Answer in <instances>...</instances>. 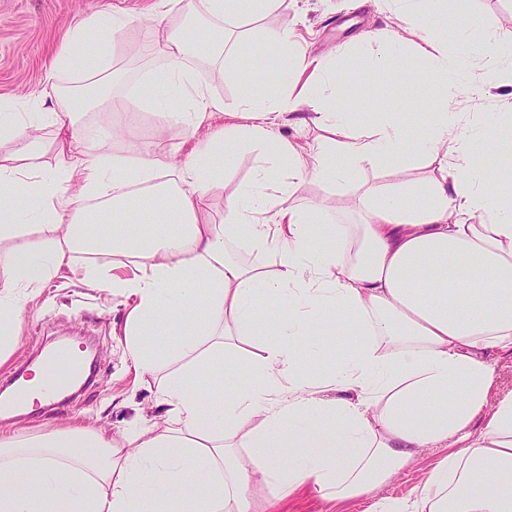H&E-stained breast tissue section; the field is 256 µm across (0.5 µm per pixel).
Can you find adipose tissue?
I'll return each mask as SVG.
<instances>
[{
    "label": "adipose tissue",
    "mask_w": 512,
    "mask_h": 512,
    "mask_svg": "<svg viewBox=\"0 0 512 512\" xmlns=\"http://www.w3.org/2000/svg\"><path fill=\"white\" fill-rule=\"evenodd\" d=\"M391 5L414 24L311 57L293 28L253 37L251 24L280 0H155L152 51L165 67L137 100L194 138L181 158L145 140L112 94L99 108L120 138L88 146L79 100L59 84L64 72L105 83L77 48L123 34L131 20L121 12L76 23L38 98H0V314L20 327L43 284L67 271L133 298L125 334L137 372L184 361L161 374L153 425L0 438V512H256L257 485L274 501L309 489L339 502L370 495L423 448L449 454L414 495L373 498L367 512H512V393L491 399L488 361L512 357V194L487 179L512 168V151L496 121L463 125L457 99L414 132L390 112L359 123L339 104L344 56L442 84L479 57L472 91L482 94L512 86V47L469 18L455 40L441 36L447 0ZM228 23L239 29L234 53L260 70L225 66ZM202 43L207 65L237 85L236 111L198 79ZM284 124L320 134L302 143L280 134ZM244 152L253 166L238 181ZM383 167L390 183L364 181ZM415 168L428 178L408 182ZM230 180L225 221L212 223L205 200ZM307 182L337 190L335 205L292 204ZM350 184L355 192L341 194ZM349 211L360 223H337ZM103 213L110 224L99 225ZM85 249L112 254L111 268L76 265ZM244 251L275 253V269L241 261ZM270 299L283 304L274 322ZM339 322L355 346L341 357L331 340ZM174 324L177 346L158 345ZM231 338L253 348L248 379L201 391Z\"/></svg>",
    "instance_id": "adipose-tissue-1"
}]
</instances>
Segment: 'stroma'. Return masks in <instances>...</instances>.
<instances>
[{
	"mask_svg": "<svg viewBox=\"0 0 512 512\" xmlns=\"http://www.w3.org/2000/svg\"><path fill=\"white\" fill-rule=\"evenodd\" d=\"M155 0H0V98L25 101L40 95L47 63L63 46L68 29L80 18L111 5L126 11L134 24L127 34L137 52L114 43L112 35L93 38L83 47L88 59H95L101 44L116 46L119 68L130 82L148 71L162 68L161 58L149 56L148 47L157 30L151 6ZM463 4L495 39L512 42V0H448L449 24L459 16L456 4ZM296 25L302 44L316 55L357 41L377 28L392 30L402 26L393 9L381 0H285L275 12L259 23V30ZM479 67L455 78L457 93L465 97V119L476 122L497 119L501 127L512 124V89L503 87L482 96H466L468 85L477 79ZM376 85L383 95L384 109L406 115L410 97L441 110L448 99L446 90L429 82L411 89L395 73L385 69L359 71L352 75L343 102L358 119L371 120L376 109L365 89ZM132 303L104 289L92 288L70 277L48 284L35 304L24 313L18 344L8 359L0 363V380L5 379L40 347L61 339H80L91 332L98 345L97 375L79 400L61 410H39L37 414L14 419L0 414V435L22 427L45 433L70 423H93L118 432L133 425H150L159 409L156 405L157 379L135 371L125 350L124 325ZM448 454L444 448H424L397 476L375 489L373 495L338 503L322 501L314 492L287 499L273 512H365L372 497L406 496L418 490L432 468Z\"/></svg>",
	"mask_w": 512,
	"mask_h": 512,
	"instance_id": "obj_1",
	"label": "stroma"
}]
</instances>
